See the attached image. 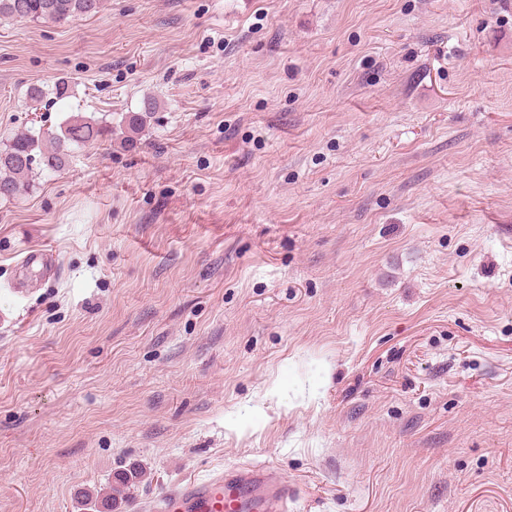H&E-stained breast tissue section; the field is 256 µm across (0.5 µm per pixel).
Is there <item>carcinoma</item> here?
Returning <instances> with one entry per match:
<instances>
[{
	"instance_id": "obj_1",
	"label": "carcinoma",
	"mask_w": 512,
	"mask_h": 512,
	"mask_svg": "<svg viewBox=\"0 0 512 512\" xmlns=\"http://www.w3.org/2000/svg\"><path fill=\"white\" fill-rule=\"evenodd\" d=\"M102 5L103 0H0V16L39 22L74 21L97 14ZM155 107L154 100H145L142 111L129 117L130 131H139L143 119ZM108 132L102 123L77 115L58 134L14 135L0 148V199L9 200L21 194L29 185L33 166L59 171L65 167L73 147L94 142Z\"/></svg>"
}]
</instances>
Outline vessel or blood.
<instances>
[{
	"mask_svg": "<svg viewBox=\"0 0 512 512\" xmlns=\"http://www.w3.org/2000/svg\"><path fill=\"white\" fill-rule=\"evenodd\" d=\"M23 266L51 273L58 264L56 251L29 249ZM293 490L273 468L244 465L223 475L190 480L161 498V512H288Z\"/></svg>",
	"mask_w": 512,
	"mask_h": 512,
	"instance_id": "1",
	"label": "vessel or blood"
}]
</instances>
